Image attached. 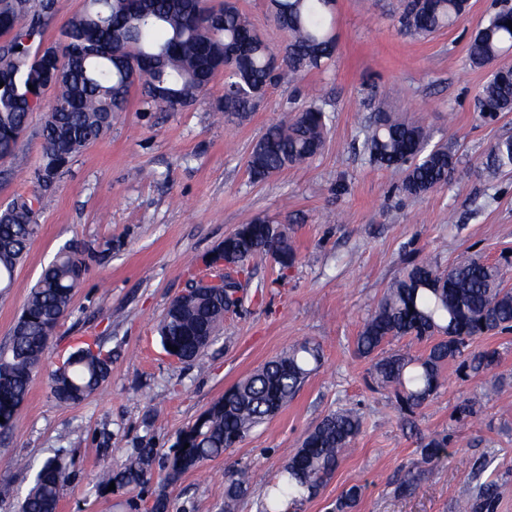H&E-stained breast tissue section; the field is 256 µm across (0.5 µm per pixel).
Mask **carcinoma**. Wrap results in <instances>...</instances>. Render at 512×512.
Listing matches in <instances>:
<instances>
[{"label": "carcinoma", "mask_w": 512, "mask_h": 512, "mask_svg": "<svg viewBox=\"0 0 512 512\" xmlns=\"http://www.w3.org/2000/svg\"><path fill=\"white\" fill-rule=\"evenodd\" d=\"M61 8V0H0V158L14 154L29 116L44 113L40 131L42 154L33 171L41 191L55 188L72 159L111 128L127 110L131 90L140 89L142 111L175 112L193 105L210 83L224 74L221 114L239 121L255 109L254 92L281 81L321 69L337 47L330 0H270V17L285 34L283 44L271 48L240 11L236 0H223L214 9L203 0H85L83 9L61 29L59 38L44 44L47 21ZM461 0H402L400 30L426 38L459 18ZM512 6L490 13L468 48L472 65L498 68L477 97V112L492 118L512 112V65L500 62L512 49ZM56 51L64 63L50 72L46 61ZM52 83L53 95L34 107L28 97ZM33 88H28V85ZM310 94L307 104L271 125L253 148L248 161L251 177L263 181L287 168L305 163L322 149L327 116ZM512 136L497 139L485 155L491 174L512 172ZM365 149L381 166L403 171L401 189L424 195L448 183L456 157L447 146H430L427 131L413 121L398 120L380 111L365 139ZM35 193L20 196L0 210V283L12 286L14 271L40 229ZM271 221L256 216L224 237V247L243 263L262 252L279 255L286 270L296 260L288 234L273 231ZM87 248L63 245L43 270L16 322L17 334L0 351V431L14 428L28 395L35 369L48 340L66 316L76 288L86 272ZM505 272L481 261H461L441 271L424 260L407 267L389 286L374 313L357 336L358 354L371 361L370 374L390 390L397 407L410 413L420 409L443 385L447 363L457 359L474 372L496 364L495 350L469 352L473 338L512 331V289ZM224 322V297L219 291L192 292L170 303L158 333L163 350L181 362L201 358L205 341ZM410 336L429 342L413 357L388 354L384 345ZM320 345L305 341L276 356L224 392L177 438L169 452L157 457L154 448H136L117 466L106 467L100 485L145 487L157 481L150 512H166L168 489L184 474L221 456L243 442L256 426L276 415L321 366ZM112 355L84 342L52 374L51 393L60 404H77L105 381ZM362 416L353 409L325 416L307 432L300 448L288 459L277 480L267 483L262 512L298 509L315 498L345 453L359 436ZM189 447H184V444ZM448 435L434 432L421 442L423 462L447 457ZM159 463V473L153 472ZM69 480L65 467L47 460L20 505V512H57L61 490ZM252 472L241 468L224 492V512L245 494ZM361 487L353 485L336 500L335 512H353ZM495 484L478 488L463 512H482L495 498Z\"/></svg>", "instance_id": "obj_1"}]
</instances>
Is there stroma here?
<instances>
[{
    "label": "stroma",
    "instance_id": "obj_1",
    "mask_svg": "<svg viewBox=\"0 0 512 512\" xmlns=\"http://www.w3.org/2000/svg\"><path fill=\"white\" fill-rule=\"evenodd\" d=\"M397 0H336V54L323 70L270 88L239 124L220 118L216 77L195 106L142 111L131 96L111 129L70 163L59 186L40 201V230L0 294V349L41 271L66 243L92 259L70 309L50 336L44 360L12 432L0 433V485L17 512L45 460L57 457L71 477L58 512H126L133 490H101L98 473L114 454L150 446L168 452L178 434L225 390L293 345H321L324 361L300 391L236 448L182 476L169 512H222L230 476L247 465L275 478L307 431L327 414L358 408L363 431L301 512H333L353 485L354 512H459V501L492 481L491 512H512V333L476 337L472 350L499 360L479 374L450 363L444 385L412 416L374 384L371 362L355 340L386 288L417 257L439 269L468 257L512 260V173L487 179L488 146L512 134V113L482 120L475 99L487 71L468 58L472 35L495 8L470 0L466 14L424 39L401 32ZM315 88L327 116L325 143L314 158L267 180L250 177L248 159L284 110ZM419 119L431 143L456 149L459 163L445 186L421 196L400 189L401 172L374 164L363 148L379 109ZM42 113H33L15 154L0 159V205L33 194L29 173L41 155ZM261 216L288 232L295 264L281 270L262 253L241 273L242 304L227 312L200 363L163 351L157 326L171 299L201 277L204 257L246 220ZM112 354L108 379L79 404L62 406L50 392L59 360L81 341ZM497 389L477 417L460 423V398L486 380ZM447 433L448 456L423 464L422 438ZM423 478L407 494V475Z\"/></svg>",
    "mask_w": 512,
    "mask_h": 512
}]
</instances>
